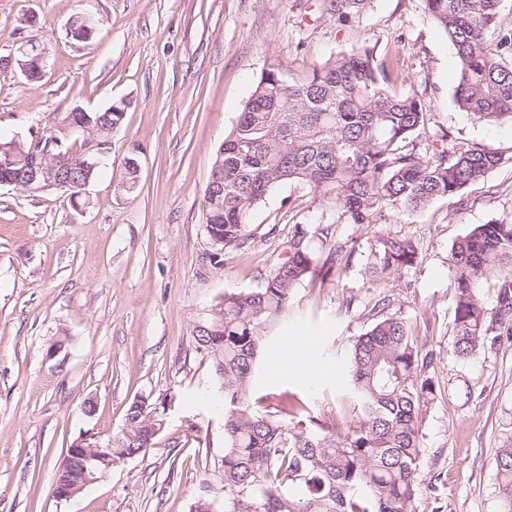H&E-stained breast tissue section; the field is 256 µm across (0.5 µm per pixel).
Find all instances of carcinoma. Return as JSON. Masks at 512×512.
<instances>
[{
  "mask_svg": "<svg viewBox=\"0 0 512 512\" xmlns=\"http://www.w3.org/2000/svg\"><path fill=\"white\" fill-rule=\"evenodd\" d=\"M372 0H313L318 17L350 22ZM453 47L459 68L454 100L487 124L512 122V27L502 17L504 0H423ZM392 73L374 49L361 47L310 70L262 72L232 130L219 146L204 189V223L211 239L232 245L245 236L254 210L283 183L313 190L318 207L341 212L349 224H367L384 209L419 212L451 199L497 167L502 157L486 146L461 145L428 153L417 149L427 121L415 93L393 91ZM124 107L100 111L80 105L65 118L87 125L96 140L112 145V128ZM59 132L51 118L31 141L0 135L16 159ZM71 198L81 196L79 150L50 159ZM329 227L295 225L288 260L257 289L227 292L193 329L196 350L212 363L224 403V500H201L194 512H412L419 495L421 456L418 414L432 382L418 377L421 353L409 325L398 317L377 320L353 343L348 374L358 402L357 421L346 427L307 426L283 411L250 405L249 389L263 337L289 313L295 288L315 282ZM326 258H321V254ZM418 244L382 236L371 249L368 271L384 281L416 264ZM512 221L473 226L448 256L454 286L453 352L466 359L512 337ZM500 288L495 319L508 323L488 336L484 289ZM162 418L158 407L133 402L112 447L135 457L147 452ZM501 512H512V445L498 449ZM104 466L91 452H74L55 480L87 486Z\"/></svg>",
  "mask_w": 512,
  "mask_h": 512,
  "instance_id": "1",
  "label": "carcinoma"
}]
</instances>
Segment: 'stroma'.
<instances>
[{
  "instance_id": "stroma-1",
  "label": "stroma",
  "mask_w": 512,
  "mask_h": 512,
  "mask_svg": "<svg viewBox=\"0 0 512 512\" xmlns=\"http://www.w3.org/2000/svg\"><path fill=\"white\" fill-rule=\"evenodd\" d=\"M87 5L101 25L85 45L67 38L65 24ZM28 14L36 25L24 24ZM32 38L50 66L36 83L0 68L1 133L31 139L76 105L127 108L112 132V170L90 185L87 206L0 186V512H192L199 498L222 496L224 410L193 328L224 293L259 288L284 264L297 224L330 225L345 259L295 289L290 320L264 342L253 406L269 410L294 393L300 419L353 423L347 354L383 305L410 326L426 356L421 376L434 385L418 419L414 512H500L495 454L512 440V345L454 355L448 254L473 225L512 219V123L458 108L455 51L423 0H373L351 23L313 21L307 0H0V57ZM362 46L393 64L394 91L424 100L420 147L441 150L447 134L495 149L500 165L462 198L410 216L389 209L369 224L345 223L321 211L310 188L285 184L254 211L239 244L217 250L204 189L255 81L271 67L297 72ZM130 161L131 190L121 183ZM384 234L416 241L420 256L374 286L366 264ZM287 336L313 341L316 386L269 376ZM137 400L166 405L149 450L56 499L66 448L118 435Z\"/></svg>"
}]
</instances>
